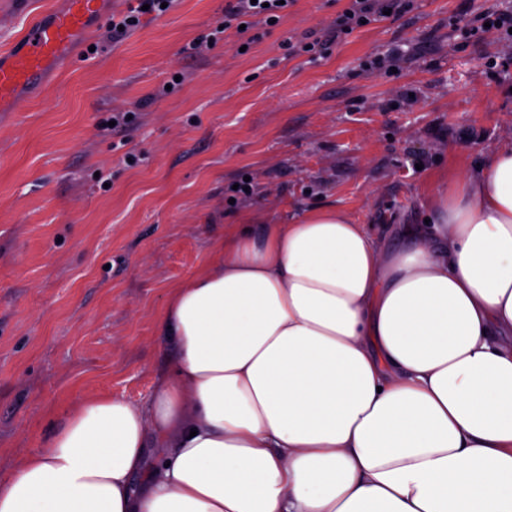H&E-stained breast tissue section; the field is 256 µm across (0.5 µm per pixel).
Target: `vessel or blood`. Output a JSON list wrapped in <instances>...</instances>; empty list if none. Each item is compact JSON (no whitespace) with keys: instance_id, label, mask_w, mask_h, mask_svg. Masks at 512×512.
Returning a JSON list of instances; mask_svg holds the SVG:
<instances>
[{"instance_id":"b4317fda","label":"vessel or blood","mask_w":512,"mask_h":512,"mask_svg":"<svg viewBox=\"0 0 512 512\" xmlns=\"http://www.w3.org/2000/svg\"><path fill=\"white\" fill-rule=\"evenodd\" d=\"M104 0H66L64 9L44 13L29 26L16 51L0 54V105L20 106L23 88L42 84L49 69L73 61L71 46L104 14Z\"/></svg>"}]
</instances>
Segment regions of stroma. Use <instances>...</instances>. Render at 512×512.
I'll list each match as a JSON object with an SVG mask.
<instances>
[{
	"mask_svg": "<svg viewBox=\"0 0 512 512\" xmlns=\"http://www.w3.org/2000/svg\"><path fill=\"white\" fill-rule=\"evenodd\" d=\"M63 5L6 6L0 51ZM224 5L177 0L118 42L100 25L19 111L0 109V479L82 395L150 397L172 354L156 329L166 290L232 217L290 224L333 205L391 245L432 188L512 141V53L463 31L512 0H412L322 56L299 44L348 0H295L274 27L187 53ZM394 48L402 70L364 72ZM116 107L137 113L127 134L102 128Z\"/></svg>",
	"mask_w": 512,
	"mask_h": 512,
	"instance_id": "obj_1",
	"label": "stroma"
}]
</instances>
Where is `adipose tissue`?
<instances>
[{"label": "adipose tissue", "instance_id": "obj_1", "mask_svg": "<svg viewBox=\"0 0 512 512\" xmlns=\"http://www.w3.org/2000/svg\"><path fill=\"white\" fill-rule=\"evenodd\" d=\"M424 208L229 224L154 394L80 397L0 512H512V142Z\"/></svg>", "mask_w": 512, "mask_h": 512}]
</instances>
